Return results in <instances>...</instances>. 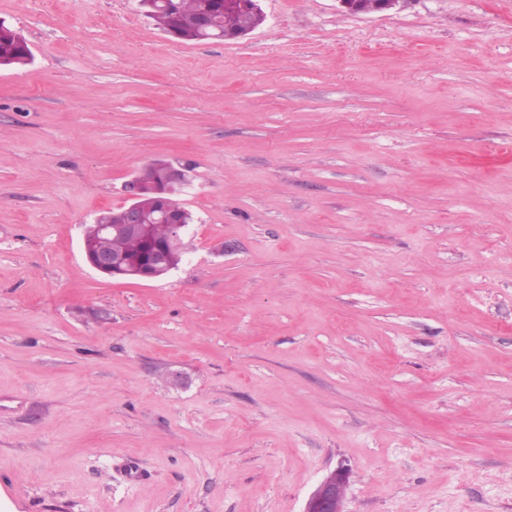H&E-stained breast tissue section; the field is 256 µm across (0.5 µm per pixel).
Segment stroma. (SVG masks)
Masks as SVG:
<instances>
[{
	"mask_svg": "<svg viewBox=\"0 0 512 512\" xmlns=\"http://www.w3.org/2000/svg\"><path fill=\"white\" fill-rule=\"evenodd\" d=\"M260 5L186 43L139 0H0L32 50L0 68V488L303 512L342 466L345 512H512V0ZM156 158L186 258L103 277L85 226Z\"/></svg>",
	"mask_w": 512,
	"mask_h": 512,
	"instance_id": "35a3bbf8",
	"label": "stroma"
}]
</instances>
